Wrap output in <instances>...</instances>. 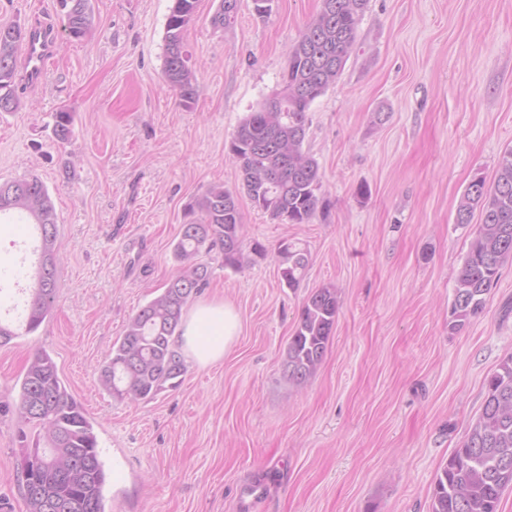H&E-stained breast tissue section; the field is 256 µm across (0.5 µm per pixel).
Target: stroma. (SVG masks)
Returning a JSON list of instances; mask_svg holds the SVG:
<instances>
[{
  "mask_svg": "<svg viewBox=\"0 0 512 512\" xmlns=\"http://www.w3.org/2000/svg\"><path fill=\"white\" fill-rule=\"evenodd\" d=\"M198 0L185 43L200 96L163 83L172 0H91L95 33L66 32L58 0H0V21L53 25L56 62L0 112V182L39 178L55 203V307L0 347V403L19 399L28 357L55 361L91 420L109 482L105 512H430L435 480L474 423L485 380L512 354V258L481 314L448 329L455 278L476 230L456 223L469 182L512 148V0H368L336 82L308 110L326 217L288 224L245 194L228 146L280 88L289 47L321 0ZM73 117L58 143L53 116ZM236 193L246 244L265 257L211 262L202 293L237 309L222 361L188 364L149 401L113 399L99 374L129 318L178 274L172 249L209 185ZM370 190L360 199L359 184ZM34 227L0 221V277L34 288ZM308 248L299 287L280 242ZM336 291L324 360L304 386L281 356L307 295ZM22 443L0 413V512H27Z\"/></svg>",
  "mask_w": 512,
  "mask_h": 512,
  "instance_id": "stroma-1",
  "label": "stroma"
}]
</instances>
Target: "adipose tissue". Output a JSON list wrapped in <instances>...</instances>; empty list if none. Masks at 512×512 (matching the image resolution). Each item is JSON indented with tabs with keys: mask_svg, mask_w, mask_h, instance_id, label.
Listing matches in <instances>:
<instances>
[{
	"mask_svg": "<svg viewBox=\"0 0 512 512\" xmlns=\"http://www.w3.org/2000/svg\"><path fill=\"white\" fill-rule=\"evenodd\" d=\"M241 331L235 307L221 297L199 301L182 322L179 348L191 362L206 366L223 360Z\"/></svg>",
	"mask_w": 512,
	"mask_h": 512,
	"instance_id": "1",
	"label": "adipose tissue"
}]
</instances>
